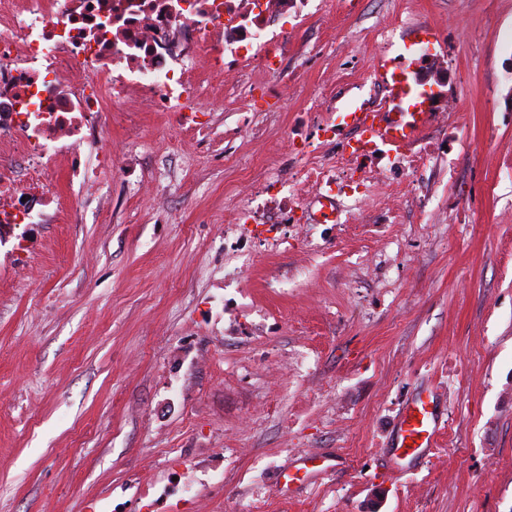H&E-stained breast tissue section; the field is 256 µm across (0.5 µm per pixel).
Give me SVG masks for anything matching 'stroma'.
Listing matches in <instances>:
<instances>
[{
	"label": "stroma",
	"mask_w": 512,
	"mask_h": 512,
	"mask_svg": "<svg viewBox=\"0 0 512 512\" xmlns=\"http://www.w3.org/2000/svg\"><path fill=\"white\" fill-rule=\"evenodd\" d=\"M421 26L456 104L425 131L439 150L355 221L230 257L224 212L256 173L240 119L293 174L286 131L313 135L323 99L385 101ZM270 28L292 33L294 92L210 84L208 144L131 100L98 199L0 236V512H512V0H310ZM131 153L156 200L133 197ZM428 391L437 445L395 462ZM313 455L327 471L281 492Z\"/></svg>",
	"instance_id": "1"
}]
</instances>
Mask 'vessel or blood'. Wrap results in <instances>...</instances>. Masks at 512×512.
<instances>
[{
	"mask_svg": "<svg viewBox=\"0 0 512 512\" xmlns=\"http://www.w3.org/2000/svg\"><path fill=\"white\" fill-rule=\"evenodd\" d=\"M427 112H360L346 113L344 123L362 130L367 137L401 149L409 145L429 122ZM437 432V417L433 396H421L401 412L395 440L394 457L412 459L433 447Z\"/></svg>",
	"mask_w": 512,
	"mask_h": 512,
	"instance_id": "b4317fda",
	"label": "vessel or blood"
}]
</instances>
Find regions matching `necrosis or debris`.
Here are the masks:
<instances>
[{
	"label": "necrosis or debris",
	"mask_w": 512,
	"mask_h": 512,
	"mask_svg": "<svg viewBox=\"0 0 512 512\" xmlns=\"http://www.w3.org/2000/svg\"><path fill=\"white\" fill-rule=\"evenodd\" d=\"M302 0H0V229L46 224L72 207L53 185L59 157L70 160L79 194L96 191L111 171L107 128L125 118L131 93L168 113L183 130L206 121L197 102L201 71L240 83L265 74L275 90L292 78L282 66L287 31L270 32L272 16ZM97 151L83 167V147ZM27 160L18 172L16 158ZM348 178L343 162L309 150L293 177L261 169L246 204L227 219L235 249L250 251L252 225L293 224L303 204L331 203Z\"/></svg>",
	"instance_id": "4bbe7bcc"
}]
</instances>
